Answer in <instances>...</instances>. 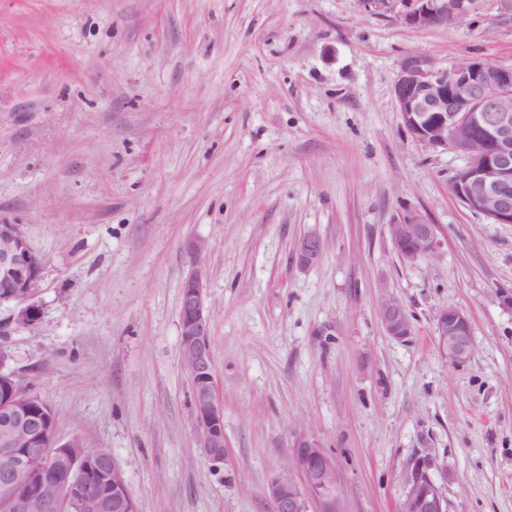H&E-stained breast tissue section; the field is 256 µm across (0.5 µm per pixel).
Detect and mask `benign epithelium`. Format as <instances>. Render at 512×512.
<instances>
[{
	"instance_id": "1",
	"label": "benign epithelium",
	"mask_w": 512,
	"mask_h": 512,
	"mask_svg": "<svg viewBox=\"0 0 512 512\" xmlns=\"http://www.w3.org/2000/svg\"><path fill=\"white\" fill-rule=\"evenodd\" d=\"M367 9L397 10L409 27L446 26L465 18L472 0H359ZM393 96L404 127L429 148L452 147L465 164L451 181L454 196L469 210L496 224H512V65L478 60L452 68H437L410 56L400 65ZM398 254L406 261L436 252L438 225L414 212H405L388 225ZM206 243L191 239L183 245L188 273L180 304L183 364L192 387V414L203 453L224 460V409L215 391L210 349V317L205 304L202 262ZM323 251L316 233L296 244L295 259L308 267ZM42 260L30 248L20 224L0 211V307H9L0 319V335L32 329L39 321L34 295L39 288ZM386 333L403 339L411 334L405 306L385 298L378 307ZM438 347L453 365L466 363L474 350L472 325L466 312L442 307L435 314ZM9 353L0 342V507L5 512H136V502L124 473L102 449L69 455L80 448L77 439L59 442L48 432L44 418L31 407L11 373L4 372ZM439 464L431 454L415 457L404 469V498L398 512H448V500L433 474ZM273 512H341L340 475L333 458L303 433L293 436L289 463L269 482Z\"/></svg>"
}]
</instances>
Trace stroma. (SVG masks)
Returning <instances> with one entry per match:
<instances>
[{
    "label": "stroma",
    "mask_w": 512,
    "mask_h": 512,
    "mask_svg": "<svg viewBox=\"0 0 512 512\" xmlns=\"http://www.w3.org/2000/svg\"><path fill=\"white\" fill-rule=\"evenodd\" d=\"M512 64V10L402 25L359 0H0V209L43 261L6 369L56 435L108 451L138 512H272L293 433L335 461L342 512H397L421 451L448 512H512V224L465 208V159L406 131L401 62ZM438 226L403 260L394 217ZM320 261L300 267L308 232ZM202 271L228 445L207 458L179 313ZM402 302L411 334L381 325ZM465 311L453 366L434 336ZM323 245L321 238L316 233H308L296 244L295 259L299 266L308 267L314 265L321 258ZM380 322L389 336L403 339L411 334V321L405 306L394 298H385L378 307ZM438 347L453 365L466 363L474 350V338L469 316L455 307H442L435 314V330Z\"/></svg>",
    "instance_id": "stroma-1"
}]
</instances>
